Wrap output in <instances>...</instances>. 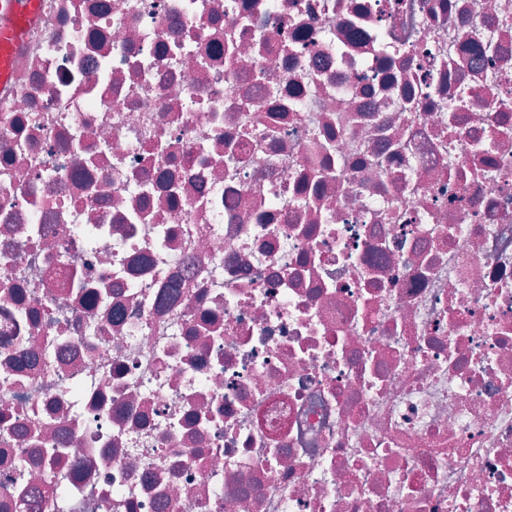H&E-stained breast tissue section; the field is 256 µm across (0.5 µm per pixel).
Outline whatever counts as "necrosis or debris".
Returning a JSON list of instances; mask_svg holds the SVG:
<instances>
[{
    "label": "necrosis or debris",
    "instance_id": "necrosis-or-debris-1",
    "mask_svg": "<svg viewBox=\"0 0 512 512\" xmlns=\"http://www.w3.org/2000/svg\"><path fill=\"white\" fill-rule=\"evenodd\" d=\"M39 14L0 512H512V0Z\"/></svg>",
    "mask_w": 512,
    "mask_h": 512
}]
</instances>
